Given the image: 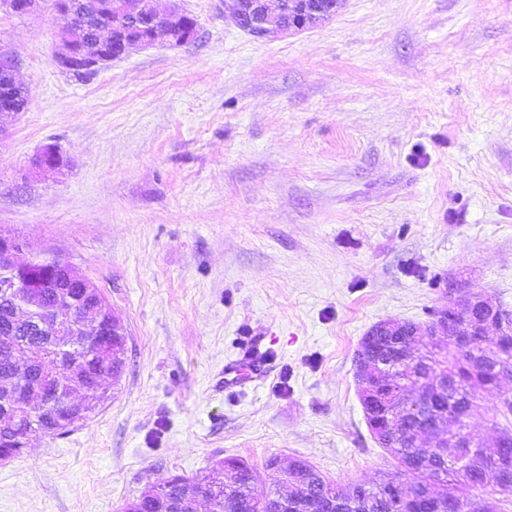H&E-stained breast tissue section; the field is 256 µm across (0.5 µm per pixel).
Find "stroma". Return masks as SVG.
<instances>
[{"mask_svg":"<svg viewBox=\"0 0 512 512\" xmlns=\"http://www.w3.org/2000/svg\"><path fill=\"white\" fill-rule=\"evenodd\" d=\"M188 42L79 76L65 22L0 10L26 89L0 121V227L89 278L126 371L96 414L0 462V512H119L238 456L397 475L354 354L465 281L512 309V0H343L257 38L178 0ZM56 145L64 165L32 166ZM254 341L265 382L226 381Z\"/></svg>","mask_w":512,"mask_h":512,"instance_id":"stroma-1","label":"stroma"}]
</instances>
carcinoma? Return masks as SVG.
Masks as SVG:
<instances>
[{
	"mask_svg": "<svg viewBox=\"0 0 512 512\" xmlns=\"http://www.w3.org/2000/svg\"><path fill=\"white\" fill-rule=\"evenodd\" d=\"M288 20L304 17L312 7L325 19L340 7V0H289ZM102 0H53V9L65 12L64 20L84 28L93 25ZM62 261L44 259V283L40 294L25 288L13 293L17 311L13 338L0 340V459L18 456L17 445L27 433L49 424L51 399L40 385L28 388L27 396L6 415L15 385L30 376L20 364L32 363L48 379L60 374L82 398L92 400L97 392L88 382L92 375L104 380L112 376V365L97 354L98 343L73 336L69 320L85 317L96 303L99 291L85 296L64 287L58 276ZM75 298L66 318H59L58 297ZM496 304L495 316L488 311L467 309L458 301L432 312L425 326L403 323L395 336H376L368 330L355 352V367H372L368 385L360 389L367 423L376 441L394 457L401 471L417 475V481L385 479L368 484L338 486L310 464L294 460L273 471L267 486H258L256 469L242 459L227 457L224 469L209 467L195 477H180L168 496L179 503L180 512H196L205 502L209 512H241V503H251V512H278L279 499L288 501V512H496L488 499H477L472 491L492 487L493 492L512 498V426L491 421L497 436L487 440L467 430V418L481 393L512 381V319L502 324ZM492 318L495 335L450 336L437 340L432 326L448 320L479 323Z\"/></svg>",
	"mask_w": 512,
	"mask_h": 512,
	"instance_id": "cac0c4a2",
	"label": "carcinoma"
}]
</instances>
